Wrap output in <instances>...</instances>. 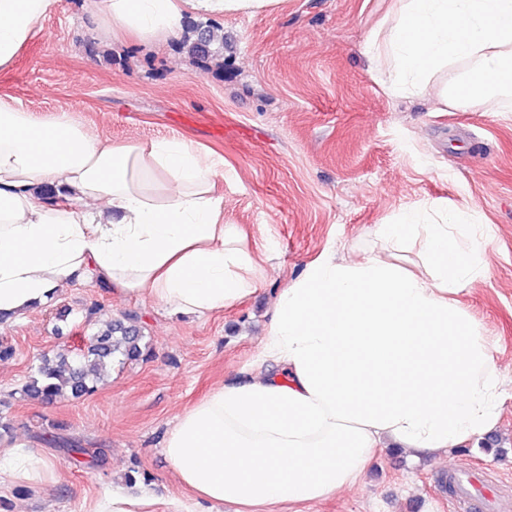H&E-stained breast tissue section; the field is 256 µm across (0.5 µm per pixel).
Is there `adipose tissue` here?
<instances>
[{
	"mask_svg": "<svg viewBox=\"0 0 512 512\" xmlns=\"http://www.w3.org/2000/svg\"><path fill=\"white\" fill-rule=\"evenodd\" d=\"M275 0H100L94 26L151 48L184 16L255 14ZM57 0H0V71ZM364 53L394 95L440 73L447 101L512 91V0H397ZM183 137L112 145L68 114L0 99V317L18 321L78 280L205 314L256 291L214 178ZM55 197L43 198L44 187ZM360 258L320 257L282 289L260 368L185 410L163 451L192 512L318 501L357 484L378 448L447 454L494 432L506 385L455 297L485 272L468 206L403 210ZM54 463L17 443L0 480L35 489Z\"/></svg>",
	"mask_w": 512,
	"mask_h": 512,
	"instance_id": "adipose-tissue-1",
	"label": "adipose tissue"
}]
</instances>
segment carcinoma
I'll list each match as a JSON object with an SVG mask.
<instances>
[{"mask_svg":"<svg viewBox=\"0 0 512 512\" xmlns=\"http://www.w3.org/2000/svg\"><path fill=\"white\" fill-rule=\"evenodd\" d=\"M212 42L209 31L199 28L196 38L184 43V48L205 67L215 56ZM148 352L146 336L136 318L127 315L114 319L91 336L79 353L59 348L50 355H43L36 375L31 377L22 393L38 400L78 398L95 391L109 374L113 361H136Z\"/></svg>","mask_w":512,"mask_h":512,"instance_id":"cac0c4a2","label":"carcinoma"}]
</instances>
